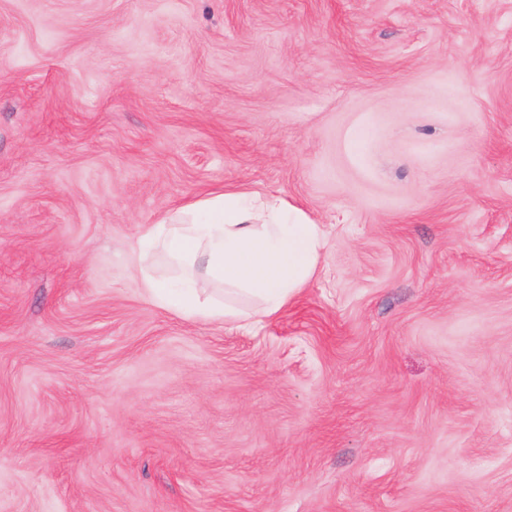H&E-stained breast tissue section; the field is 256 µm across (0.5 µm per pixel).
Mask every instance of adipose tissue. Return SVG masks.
I'll return each mask as SVG.
<instances>
[{
    "label": "adipose tissue",
    "instance_id": "1",
    "mask_svg": "<svg viewBox=\"0 0 512 512\" xmlns=\"http://www.w3.org/2000/svg\"><path fill=\"white\" fill-rule=\"evenodd\" d=\"M326 231L300 207L251 191H208L131 249L146 299L196 319L243 327L278 314L315 276ZM163 254L173 273L150 264Z\"/></svg>",
    "mask_w": 512,
    "mask_h": 512
}]
</instances>
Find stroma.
Wrapping results in <instances>:
<instances>
[{
  "instance_id": "obj_1",
  "label": "stroma",
  "mask_w": 512,
  "mask_h": 512,
  "mask_svg": "<svg viewBox=\"0 0 512 512\" xmlns=\"http://www.w3.org/2000/svg\"><path fill=\"white\" fill-rule=\"evenodd\" d=\"M240 187L308 287L149 303ZM0 512H512V0H0ZM325 245L323 224L278 196L214 190L147 225L131 256L152 304L243 327L288 306L315 276ZM158 253L173 267L167 278L149 262Z\"/></svg>"
}]
</instances>
